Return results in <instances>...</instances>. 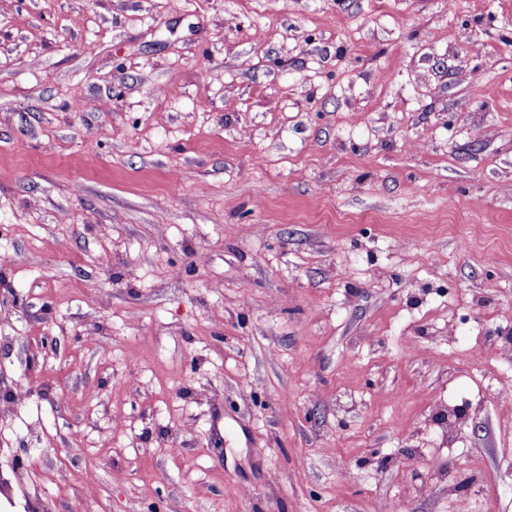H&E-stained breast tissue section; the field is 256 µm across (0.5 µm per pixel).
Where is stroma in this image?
Listing matches in <instances>:
<instances>
[{"instance_id":"stroma-1","label":"stroma","mask_w":512,"mask_h":512,"mask_svg":"<svg viewBox=\"0 0 512 512\" xmlns=\"http://www.w3.org/2000/svg\"><path fill=\"white\" fill-rule=\"evenodd\" d=\"M1 224L0 512H512V0H0Z\"/></svg>"}]
</instances>
